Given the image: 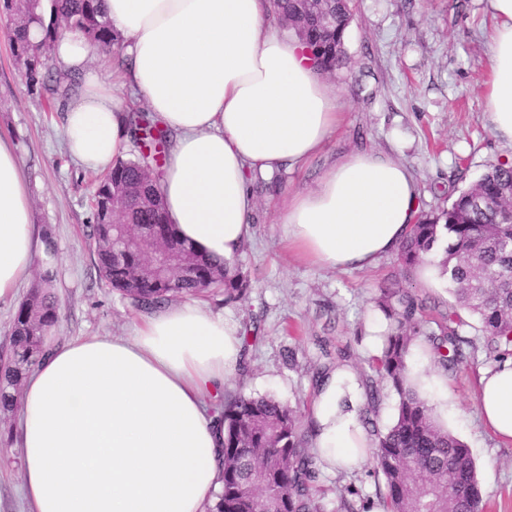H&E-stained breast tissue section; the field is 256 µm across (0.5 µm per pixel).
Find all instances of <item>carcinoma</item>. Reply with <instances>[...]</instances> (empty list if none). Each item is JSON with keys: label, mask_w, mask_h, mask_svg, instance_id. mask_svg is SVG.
Returning a JSON list of instances; mask_svg holds the SVG:
<instances>
[{"label": "carcinoma", "mask_w": 512, "mask_h": 512, "mask_svg": "<svg viewBox=\"0 0 512 512\" xmlns=\"http://www.w3.org/2000/svg\"><path fill=\"white\" fill-rule=\"evenodd\" d=\"M286 29L297 30L303 5L298 0H271ZM328 28L311 22L302 42L312 48L317 64L326 70L344 60V35L351 13L349 0H330ZM7 34L15 56L26 68L27 86L53 99L78 91L76 74L53 77L48 63L34 60L35 50L51 58L63 30L84 34L102 52L114 54L121 37L107 17L104 0H0ZM137 156L119 159L94 188L101 196L113 185L130 189L135 203L117 215L93 211V238L100 277L141 311H153L178 296H204L224 289V301L243 299L249 274L237 263L230 272L192 244L177 239L182 253L195 260L193 272L174 270L165 276L148 273L152 251L139 244L140 232L168 223L154 169L163 166L170 133L140 113L127 115ZM512 191V164L500 162L448 208L420 212L409 234L398 245L406 268L435 264L455 303L439 313L436 328L427 326L417 299L407 290L384 289L377 306L390 321L381 355L371 358L365 375L367 399L360 413L363 427H372L366 449L385 492L363 500V512H485L471 451L435 418L429 400L408 383L409 351L426 342L435 360L449 371L482 344L492 361L512 357V223L504 216ZM51 271L20 303L0 355V419L13 415L27 373L45 353V339L58 319V303L50 291ZM478 320L477 335L467 338L461 311ZM397 397L392 423L380 431L370 417L381 391ZM223 487L213 512H320L312 494L318 476L316 455L309 450L313 434L305 432L298 411L270 395L239 393L224 399Z\"/></svg>", "instance_id": "obj_1"}]
</instances>
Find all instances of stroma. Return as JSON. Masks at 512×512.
I'll use <instances>...</instances> for the list:
<instances>
[{"instance_id":"obj_1","label":"stroma","mask_w":512,"mask_h":512,"mask_svg":"<svg viewBox=\"0 0 512 512\" xmlns=\"http://www.w3.org/2000/svg\"><path fill=\"white\" fill-rule=\"evenodd\" d=\"M346 58L325 72L344 103L342 121L324 149L305 163L267 178H250L256 207L241 262L251 286L237 302L223 294L207 305L238 327L257 324L259 340L241 357L225 395L270 394L309 414L316 395L314 365L368 368L369 343L385 326L376 299L385 286L402 287L435 317L453 301L444 280L427 286L396 253L363 269L333 270L299 260L286 248L283 218L289 199L314 189L322 174L357 151L388 155L413 173L420 207L450 206L489 165L512 159L483 116L488 36L494 19L488 0H352ZM64 113L30 94L10 42L0 32V137L17 147L42 249L35 272L51 268L59 301L52 341L78 336H124L143 316L98 277L89 203L95 172L63 148ZM346 360H339V351ZM484 353L450 372L446 389L425 388L437 418L470 448L488 512H512V444L481 420L478 380L492 371ZM13 421H0V512H24L20 451ZM383 480L367 464L350 471L320 470L316 487L325 512H336L347 488L375 496Z\"/></svg>"}]
</instances>
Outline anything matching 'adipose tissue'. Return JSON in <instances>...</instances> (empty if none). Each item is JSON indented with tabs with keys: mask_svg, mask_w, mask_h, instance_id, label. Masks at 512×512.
I'll return each mask as SVG.
<instances>
[{
	"mask_svg": "<svg viewBox=\"0 0 512 512\" xmlns=\"http://www.w3.org/2000/svg\"><path fill=\"white\" fill-rule=\"evenodd\" d=\"M483 114L512 143V0H488ZM123 64L103 83L96 47L62 35L51 58L84 84L66 105L64 141L85 169L126 158L118 96L139 94L174 140L159 189L181 239L234 267L252 236V174L306 162L337 128L343 104L300 41L266 22V0H106ZM419 214L411 172L355 152L284 216L289 248L330 268H363L395 250ZM38 248L14 147L0 139V301L14 298ZM238 326L187 298L145 315L128 336L47 344L14 412L27 512H207L222 489L217 404L239 364ZM486 424L512 441V358L480 378ZM354 371L330 372L309 415L320 465L347 469L367 438Z\"/></svg>",
	"mask_w": 512,
	"mask_h": 512,
	"instance_id": "obj_1",
	"label": "adipose tissue"
}]
</instances>
